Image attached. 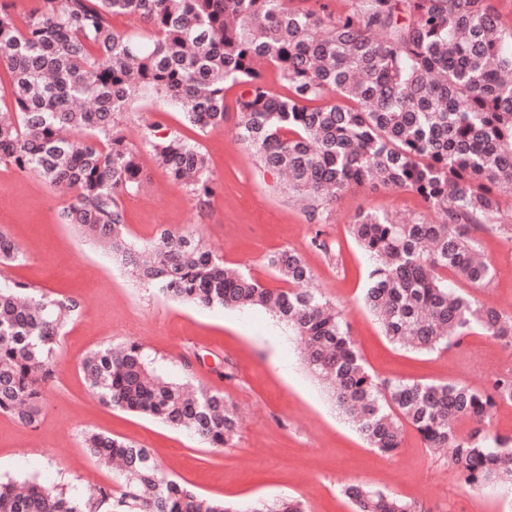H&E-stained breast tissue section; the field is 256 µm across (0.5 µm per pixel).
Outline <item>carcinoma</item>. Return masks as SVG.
Instances as JSON below:
<instances>
[{
  "label": "carcinoma",
  "mask_w": 512,
  "mask_h": 512,
  "mask_svg": "<svg viewBox=\"0 0 512 512\" xmlns=\"http://www.w3.org/2000/svg\"><path fill=\"white\" fill-rule=\"evenodd\" d=\"M292 0H43L17 15L0 3V68L12 106L0 113V160L73 194L62 223L104 247L144 285L199 307L264 308L303 345L310 372L369 447L391 454L411 426L446 453L464 485L512 488V437L490 430L512 404V369L486 389L462 382L382 379L363 364L344 310L307 287L313 274L295 251L267 265L269 288L228 267L196 230L162 229L147 246L128 238L121 196L143 178L116 115L139 98L179 107L199 128L224 125V86L236 99L239 141L275 190L311 220L352 185L410 190L436 219L359 215L349 232L372 261L364 303L390 342L415 352L456 345L474 329L512 344V313L448 287L488 284L492 269L470 237L491 224L512 241V12L491 0H355L341 13ZM133 16L150 45L114 30ZM274 67L287 93L262 82ZM334 95L341 104L327 102ZM154 161L199 199L215 193L208 160L177 136L146 131ZM25 254L0 232V264ZM30 289L0 273V413L36 428L55 375L72 297ZM83 376L100 401L148 415L211 448L235 446V412L220 391L188 390L149 366L136 341L90 352ZM83 445L99 464H120V497L100 486L73 501L34 481L0 482V512H306L295 497L246 510L201 497L167 475L148 449L95 431ZM353 512H418L396 494L350 484Z\"/></svg>",
  "instance_id": "cac0c4a2"
}]
</instances>
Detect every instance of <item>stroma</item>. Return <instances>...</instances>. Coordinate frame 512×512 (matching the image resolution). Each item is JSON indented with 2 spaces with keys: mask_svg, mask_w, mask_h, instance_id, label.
Returning <instances> with one entry per match:
<instances>
[{
  "mask_svg": "<svg viewBox=\"0 0 512 512\" xmlns=\"http://www.w3.org/2000/svg\"><path fill=\"white\" fill-rule=\"evenodd\" d=\"M226 87L223 127L200 129L174 106L135 101L120 122L133 148L143 152L144 178L123 195L127 235L149 244L160 229L198 230L225 264L247 270L267 287L279 282L266 264L281 249L299 253L313 285L345 309L362 360L382 378L458 381L482 389L512 347L474 331L453 347L413 353L391 344L367 312L363 297L371 263L351 238L356 216L388 212L409 220L429 215L424 200L397 188L361 185L343 193L322 224L307 221L288 196L261 173L256 155L236 137L235 101ZM176 135L206 155L216 193L198 201L173 182L151 156L144 129ZM70 195L41 177L0 162V231L26 255L7 275L36 291L75 298L80 307L62 331L60 365L44 394L39 428L0 413V479L31 480L83 498L98 486L116 487L113 470L100 466L82 443L96 431L149 448L153 457L194 492L234 504L284 494L306 512H353L345 485L363 483L417 503L422 512H512V495L496 487L466 488L455 469L425 448L412 428L390 455L369 448L308 372L302 347L287 327L261 309H202L145 287L60 213ZM322 236L330 252L316 249ZM493 270L489 284L463 292L512 312V242L492 226L474 231ZM138 341L167 379L222 391L238 416L237 445L215 450L193 436L149 418L101 404L89 392L81 362L109 344ZM232 378H225V371Z\"/></svg>",
  "mask_w": 512,
  "mask_h": 512,
  "instance_id": "1",
  "label": "stroma"
}]
</instances>
